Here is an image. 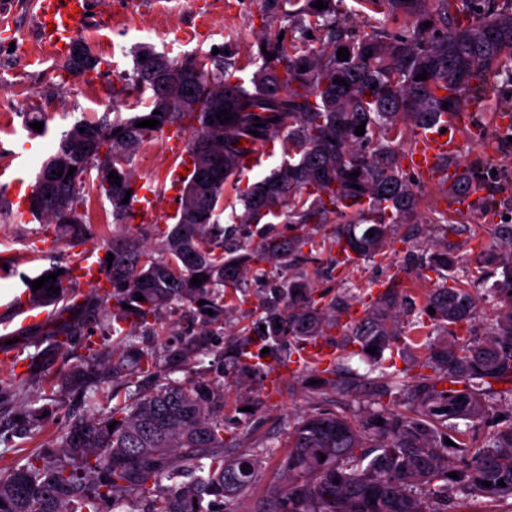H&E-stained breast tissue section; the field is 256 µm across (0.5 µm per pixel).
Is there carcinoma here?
Returning <instances> with one entry per match:
<instances>
[{
	"label": "carcinoma",
	"instance_id": "cac0c4a2",
	"mask_svg": "<svg viewBox=\"0 0 512 512\" xmlns=\"http://www.w3.org/2000/svg\"><path fill=\"white\" fill-rule=\"evenodd\" d=\"M316 2L262 0L264 26L247 62L254 67L248 81L237 76L242 67L231 52L171 59L152 49L139 51L122 91L147 93L143 109L74 123L42 164L30 202L63 241L89 233L82 195L88 184L110 203L113 223L134 219L130 164L141 145L164 129L184 132L193 169L175 224L157 242L116 234L107 243L106 252L114 255L105 268L111 290L89 295L85 314L97 322L100 335L115 338V346L105 358L101 350L93 351L61 378L67 393L85 389L93 377L133 383L142 376L151 385L104 414L69 423L56 446L1 467L0 512H240L239 500L255 487L274 449L265 445L224 457V372L184 379L173 374L201 356L265 375L303 361L308 347L338 326L336 299L292 272L303 247L327 249L332 273L376 256L395 225L421 223L398 139L407 129L439 122L445 102L450 111L461 108L502 60L512 58V13L489 7L472 19L457 0H437L434 10L432 0H364L384 21L410 19L413 26L399 33L373 26L362 34L339 25L336 0H323L328 7L322 10ZM313 32L324 38L319 51L308 48ZM74 45L83 53L84 67L75 68L69 55L67 70H94L98 59L92 49L80 40ZM341 47L348 49L349 60L337 59ZM424 71L427 79H416ZM223 109L232 114L224 124L216 118ZM151 118L159 120L156 128L136 126ZM258 121L262 126H254ZM361 124L365 133L358 136ZM243 139L271 149L278 143L287 159L240 195L237 223L259 224L261 232L256 248L238 254L227 247L234 228L224 226L221 215L224 185L241 171ZM71 167L73 176H57ZM112 171L120 184L108 178ZM354 171L360 175L352 178ZM273 218L282 219L289 234L279 232ZM328 224L334 230L315 240L310 228ZM500 236L502 250L479 257L498 274L482 297L441 285L428 295L421 314L407 320L413 331L427 318L450 337L426 344L420 368L428 373L418 375L417 384L405 386L408 370L393 368L392 358L385 357L407 344L399 329L403 299L393 284L351 325L348 341L357 345L367 372H344L334 362L322 367L318 360L304 365L316 372L322 391L339 396L369 387L389 400L377 401L364 420L324 409L288 427L282 474L249 512H458L452 504L460 495L492 503L512 500V417L493 412L498 395L493 385L512 383V225H502ZM267 263L288 274L266 293L264 316L253 335L235 339L227 352L216 348L210 336L224 328V311L236 307L246 271L265 276ZM421 264L450 271L455 261L434 250ZM55 272L24 277L32 303L68 300L71 268L37 291L31 286ZM196 275L208 279L194 286ZM50 285L59 293L47 290ZM138 293L144 300H136ZM201 300L206 304L198 305ZM482 301L494 309L485 337L458 332ZM173 310L199 328L160 352L130 340L135 329L159 323ZM68 312V306L61 307L51 331L63 337L61 350L81 330ZM255 345L269 348L257 357L271 362L250 361ZM373 347L376 353L367 352ZM447 438L453 444L445 443ZM451 472L458 478L449 477Z\"/></svg>",
	"mask_w": 512,
	"mask_h": 512
}]
</instances>
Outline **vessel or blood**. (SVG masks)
Segmentation results:
<instances>
[{"instance_id": "vessel-or-blood-1", "label": "vessel or blood", "mask_w": 512, "mask_h": 512, "mask_svg": "<svg viewBox=\"0 0 512 512\" xmlns=\"http://www.w3.org/2000/svg\"><path fill=\"white\" fill-rule=\"evenodd\" d=\"M89 10L90 0H39L36 16L42 41L56 55H67L71 43L89 23ZM471 123V111L448 113L440 124L420 130L409 153L404 156L410 170L449 188L448 201L458 211L469 210L475 197L455 194L454 188L462 177V171L454 166L444 167L443 161L459 152L462 144L460 132ZM73 274L84 282L102 284L105 273L99 251L86 249L77 260Z\"/></svg>"}]
</instances>
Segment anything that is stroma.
<instances>
[{"label": "stroma", "mask_w": 512, "mask_h": 512, "mask_svg": "<svg viewBox=\"0 0 512 512\" xmlns=\"http://www.w3.org/2000/svg\"><path fill=\"white\" fill-rule=\"evenodd\" d=\"M14 20L15 36L22 48L0 50V96L20 98L21 104L0 111V163L13 161L23 169V189H31L41 163L72 123L92 118L83 94L86 88L99 91L100 111L111 108L122 87V76L132 69V56L144 47L176 58L189 52L210 51L231 45L239 64H246L256 49L261 30L259 0H167L165 13H157L154 0H91L95 23L107 25L106 37L95 31L84 33L99 63L92 72L77 75L68 72L61 58L41 46L35 15V0H6ZM482 108L473 116V127L462 135V149L454 157L455 165L466 168L481 161L486 165L482 176V194L473 210L459 214L450 210L445 189L434 182L413 176L419 197L421 224L397 225L385 254L356 260L347 279L328 276L326 252H312L303 269L311 285L330 290L345 310L339 327L329 331L323 344L338 356L341 364L356 368L346 336L353 319L363 316L370 294L389 283H396L413 310H422L433 288L442 285L446 274L421 268L418 255L434 245L458 258L456 273L461 286L477 287L487 278L478 258L484 250L498 246L499 230L512 217V131L501 129L498 113L512 112V61H506L481 91ZM44 113L47 122L41 132L28 126L26 115ZM139 158L132 163L137 186L153 191L157 200L153 222L116 224L111 206L94 190H86L87 218L91 234L85 239L60 242L53 225L25 221L14 202L16 189L0 185V200L9 206L0 214V264L12 267L9 276L0 275V384L14 385L11 402L0 405V465L23 459L39 448H48L60 440L72 415H91L108 411L126 401L125 385L108 382L91 384L82 395L60 392L59 378L69 365L78 363L88 351L83 346L62 353L54 348V336L46 327L34 325L19 329L12 322L14 310L26 307L29 295L23 276H36L51 267H70L87 248L105 247L112 235L146 232L149 238L161 237L172 225L171 211L179 190L170 180L181 163L163 140L144 143ZM283 160L281 151L260 149L256 166L245 171L238 182L224 188V224H231L230 213L237 207L241 190L268 176ZM459 225L457 235L445 234L441 221ZM243 286L245 303L224 317V332L217 335L218 345H225L229 334L251 328L258 317L267 279L247 275ZM306 372L291 364L269 377L245 376L226 371L229 389L224 407L228 423L225 435L226 456L268 444L276 447L260 475L268 481L279 470L286 451L282 447L289 423L318 408H329L352 417L364 416L372 396L361 389L349 396L317 395L307 390Z\"/></svg>", "instance_id": "35a3bbf8"}]
</instances>
